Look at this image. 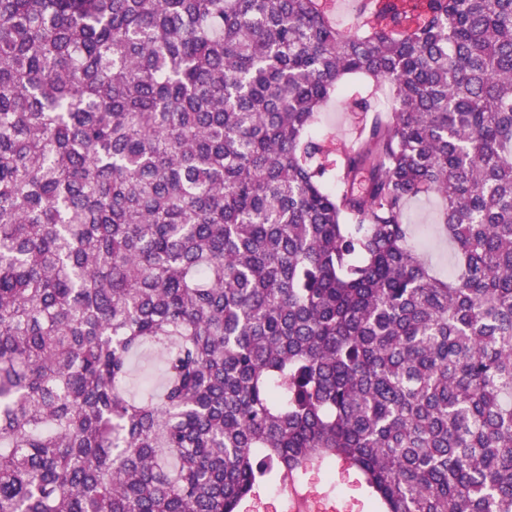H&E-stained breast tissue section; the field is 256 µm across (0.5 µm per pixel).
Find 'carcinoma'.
<instances>
[{
    "label": "carcinoma",
    "instance_id": "cac0c4a2",
    "mask_svg": "<svg viewBox=\"0 0 512 512\" xmlns=\"http://www.w3.org/2000/svg\"><path fill=\"white\" fill-rule=\"evenodd\" d=\"M379 2L0 0V512H512V0ZM372 80L364 76H348L340 89L319 112L317 123L312 128L315 137L330 143L335 148L349 146L354 141L355 121L345 110L350 95L372 87ZM364 95V94H363ZM439 199L435 195L420 197L410 202L406 214L413 229L412 242L431 263L441 277L455 270L454 249L439 224ZM356 481L355 475H342L337 466L310 472L302 478L305 491L320 497V509L334 505L336 511L333 512H375L364 489Z\"/></svg>",
    "mask_w": 512,
    "mask_h": 512
}]
</instances>
